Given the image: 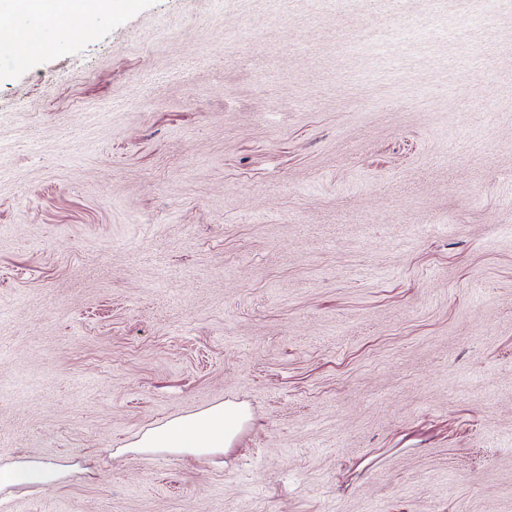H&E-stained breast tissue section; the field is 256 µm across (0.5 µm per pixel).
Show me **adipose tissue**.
I'll list each match as a JSON object with an SVG mask.
<instances>
[{
	"mask_svg": "<svg viewBox=\"0 0 512 512\" xmlns=\"http://www.w3.org/2000/svg\"><path fill=\"white\" fill-rule=\"evenodd\" d=\"M127 0H0V21L11 18L27 29L54 25L58 40L67 39L74 21L89 22L124 8ZM246 406L236 403L215 405L200 413L178 417L145 430L127 445L128 453L150 456H218L232 445L249 420ZM64 475L62 468L25 456L0 463V493L15 487L51 485Z\"/></svg>",
	"mask_w": 512,
	"mask_h": 512,
	"instance_id": "1",
	"label": "adipose tissue"
}]
</instances>
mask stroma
<instances>
[{"label":"stroma","mask_w":512,"mask_h":512,"mask_svg":"<svg viewBox=\"0 0 512 512\" xmlns=\"http://www.w3.org/2000/svg\"><path fill=\"white\" fill-rule=\"evenodd\" d=\"M130 0L0 58V512H512V0ZM218 457L123 448L225 402ZM64 477L62 468L38 459L19 456L0 464V493L10 488L51 485Z\"/></svg>","instance_id":"35a3bbf8"}]
</instances>
